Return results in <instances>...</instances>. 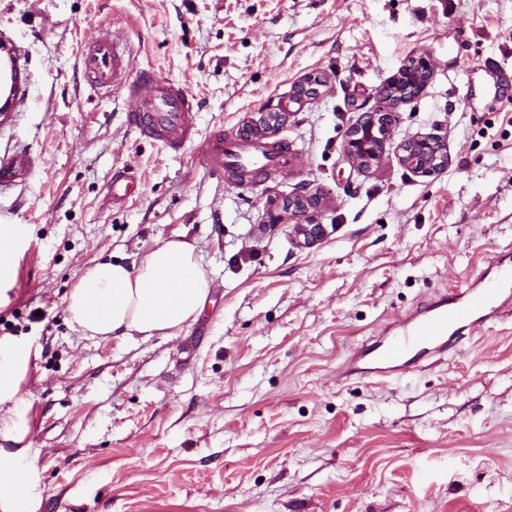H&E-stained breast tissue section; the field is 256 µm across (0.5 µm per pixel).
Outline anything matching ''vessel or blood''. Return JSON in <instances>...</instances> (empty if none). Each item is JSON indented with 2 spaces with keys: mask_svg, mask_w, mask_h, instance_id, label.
<instances>
[{
  "mask_svg": "<svg viewBox=\"0 0 512 512\" xmlns=\"http://www.w3.org/2000/svg\"><path fill=\"white\" fill-rule=\"evenodd\" d=\"M81 71L99 91L136 99L139 112L129 121L143 136L162 141L174 153L182 152L196 134V106L178 83L152 73L130 79L132 58L111 30H100L84 46ZM205 164L213 173L234 171L256 178L289 164L287 144L274 145L259 136L225 140L215 134L205 152ZM32 162L19 153L0 160V186L24 179ZM498 277L455 288L431 303L409 311L396 325L382 328L353 349L340 368L343 378L386 380L401 376L415 365L447 354L451 338H459L474 325L512 314V265L496 260Z\"/></svg>",
  "mask_w": 512,
  "mask_h": 512,
  "instance_id": "obj_1",
  "label": "vessel or blood"
}]
</instances>
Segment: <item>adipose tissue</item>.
Masks as SVG:
<instances>
[{
  "mask_svg": "<svg viewBox=\"0 0 512 512\" xmlns=\"http://www.w3.org/2000/svg\"><path fill=\"white\" fill-rule=\"evenodd\" d=\"M212 282L189 242L155 244L135 266L104 261L85 268L66 299L84 336L109 340L172 336L201 314Z\"/></svg>",
  "mask_w": 512,
  "mask_h": 512,
  "instance_id": "1",
  "label": "adipose tissue"
}]
</instances>
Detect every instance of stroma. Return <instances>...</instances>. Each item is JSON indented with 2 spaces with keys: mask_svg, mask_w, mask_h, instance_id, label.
Listing matches in <instances>:
<instances>
[{
  "mask_svg": "<svg viewBox=\"0 0 512 512\" xmlns=\"http://www.w3.org/2000/svg\"><path fill=\"white\" fill-rule=\"evenodd\" d=\"M121 29L144 72L198 103L199 135L172 153L127 124L134 103L80 70L99 27ZM26 92L0 156L35 162L0 192V338L15 374L0 403V463L25 462L11 512H512V315L440 361L383 384L343 379L351 348L442 290L512 257V0H0ZM428 57L434 74L394 105L384 156L343 157L382 88ZM320 97L294 104L309 76ZM278 109L287 169L208 173V137ZM438 137L447 167L397 157ZM136 176L123 202L114 174ZM311 189L296 243L268 198ZM195 246L212 281L174 336L102 341L71 324L80 272L131 263L158 241ZM435 149L433 158L425 152ZM399 160L407 168L423 176H430L443 170L448 164V157L441 141L434 136H415L401 144Z\"/></svg>",
  "mask_w": 512,
  "mask_h": 512,
  "instance_id": "obj_1",
  "label": "stroma"
}]
</instances>
